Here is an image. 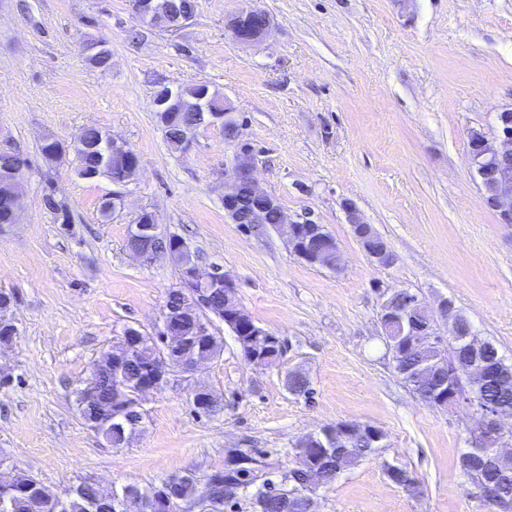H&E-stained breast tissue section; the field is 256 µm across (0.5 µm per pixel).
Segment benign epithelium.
<instances>
[{
  "mask_svg": "<svg viewBox=\"0 0 512 512\" xmlns=\"http://www.w3.org/2000/svg\"><path fill=\"white\" fill-rule=\"evenodd\" d=\"M133 6L140 18L154 28L173 29L194 16V13L179 7L176 0H133ZM271 26L270 15L259 8L233 13L224 20V28L231 41L241 46L261 42ZM154 106L157 123L164 129L181 124L183 113H195V122L184 127V150L198 128L219 126L224 130V142L232 148L230 165L224 169V215L231 223L266 224L273 217L276 227L285 235L291 251L297 257L331 270L340 268L339 246L326 227L312 221L289 219L279 200L260 186L255 177V148L242 137L235 108L228 99L216 96L206 85L201 86L191 100L184 98L178 87L162 86L155 93ZM98 147L114 159H124L123 175L112 184L126 185L139 169L137 154L126 143L111 136L105 137ZM468 156L480 178L484 205L499 212L501 223L512 224V108L496 114L493 135L480 130L471 132ZM25 166V159L14 155L5 169L0 171V186L3 187L0 191V211L6 215V219L0 222L4 224L18 222L21 211L20 184ZM342 209L353 235L369 259L379 266H390L394 255L388 246H376L378 233L373 226L364 221L351 201H344ZM128 239V251L141 260L153 258L156 244H167L169 257L182 271L178 286L182 300L178 308L166 309L165 332L157 337L158 345H153L142 333L130 329L120 336L123 352L111 355L106 349L102 351L101 363L112 364L114 379L122 376L126 362L137 364L143 377L134 389L120 383L114 384L110 405L97 404L91 398L84 397L85 411H94L97 420L106 424L132 425L143 420L144 397L163 387L173 369L192 372L205 363L203 359L188 356L185 347L194 341L214 346L218 341L211 329L215 318L224 321L234 335L244 337L240 341V352L249 364L268 368L280 362L285 352L282 339L251 319L231 274L217 271L202 275L185 242L178 237L164 235L157 216L151 211H141L140 217L130 224ZM216 290L224 292L222 311L214 309L210 303V295ZM381 297V324L385 336L393 340L396 346H406L411 350L434 349L441 338L440 327L444 324L448 326V333L456 344L471 349V362L463 376L448 363L446 353L437 356V362L428 369L435 387L423 396V401L440 408L467 405L476 415L474 438L479 445L495 454L503 453V447L507 446L506 437H512V430H505L504 421L511 419L512 413L480 399L479 389L493 373L498 382L506 386L512 383V373L506 370L499 357L491 361L484 357L483 341L477 339L472 330H460L452 300L441 299L437 310L433 311L418 295L406 288L384 291ZM213 399V392L208 388L199 386L192 390V403L203 411H210ZM337 429L347 441L369 439L373 448L380 447L384 439L380 429L367 424L341 422ZM325 446L323 431L307 433L297 440V470L305 475V491L288 487L280 491L281 495L292 501L294 512H316L315 501L309 492L320 483L321 473L308 449ZM241 465L262 470L266 463L265 458L255 452L229 449L224 468ZM97 491L101 497L112 501V512H132L137 500L136 490L131 487L124 488L120 493L100 487ZM36 506L51 507L58 512L64 508V501L41 488L36 493Z\"/></svg>",
  "mask_w": 512,
  "mask_h": 512,
  "instance_id": "obj_1",
  "label": "benign epithelium"
}]
</instances>
